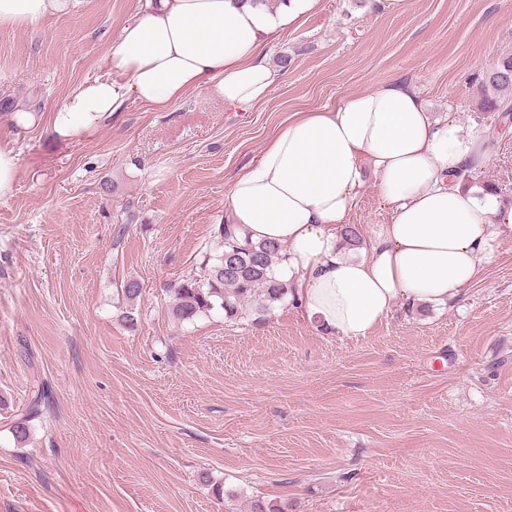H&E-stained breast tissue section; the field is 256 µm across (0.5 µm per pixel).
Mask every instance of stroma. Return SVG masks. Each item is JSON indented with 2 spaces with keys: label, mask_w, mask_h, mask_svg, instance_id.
<instances>
[{
  "label": "stroma",
  "mask_w": 512,
  "mask_h": 512,
  "mask_svg": "<svg viewBox=\"0 0 512 512\" xmlns=\"http://www.w3.org/2000/svg\"><path fill=\"white\" fill-rule=\"evenodd\" d=\"M144 0H73L0 27V512H512V237L461 298L397 303L366 337L323 335L291 306L191 323L169 287L216 253L232 182L297 112L409 81L435 116L487 129L473 175L512 204V118L480 82L512 57V0H319L266 47L288 67L249 109L205 89L129 100L75 139L21 130L107 70ZM375 182L347 217L387 223ZM136 330L117 319L127 278ZM52 398L26 442L4 421L32 382ZM224 488L216 498L215 485ZM18 154L11 143L0 142V199L12 196L18 171Z\"/></svg>",
  "instance_id": "stroma-1"
}]
</instances>
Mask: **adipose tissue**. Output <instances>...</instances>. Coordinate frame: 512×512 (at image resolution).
Instances as JSON below:
<instances>
[{"instance_id": "ef3b65f1", "label": "adipose tissue", "mask_w": 512, "mask_h": 512, "mask_svg": "<svg viewBox=\"0 0 512 512\" xmlns=\"http://www.w3.org/2000/svg\"><path fill=\"white\" fill-rule=\"evenodd\" d=\"M66 0H0V26H34ZM317 0H147L109 44L105 76L83 83L51 117L73 138L129 99L167 109L206 88L241 107L280 81L264 47ZM488 156L478 123L434 118L412 85L390 81L333 108L291 117L234 180L227 223L251 242L288 249L293 308L324 334L366 336L403 302L459 297L512 235V206L463 172ZM390 218L349 254L341 231L367 175Z\"/></svg>"}]
</instances>
